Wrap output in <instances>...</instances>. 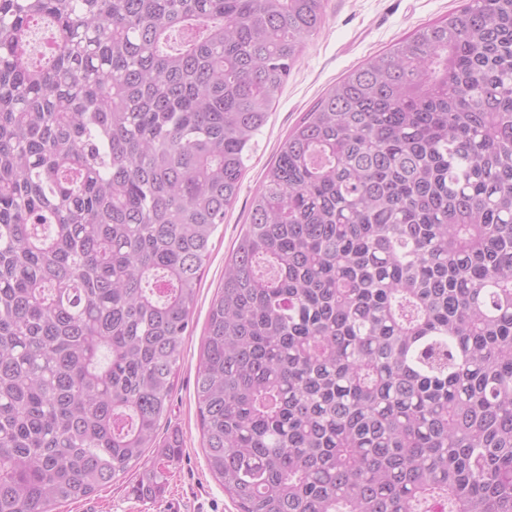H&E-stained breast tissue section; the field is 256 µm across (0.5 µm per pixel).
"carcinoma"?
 Returning a JSON list of instances; mask_svg holds the SVG:
<instances>
[{
  "label": "carcinoma",
  "mask_w": 512,
  "mask_h": 512,
  "mask_svg": "<svg viewBox=\"0 0 512 512\" xmlns=\"http://www.w3.org/2000/svg\"><path fill=\"white\" fill-rule=\"evenodd\" d=\"M324 4L0 0V512L150 448L131 492H163L211 238ZM196 404L237 512H512V0H465L289 132Z\"/></svg>",
  "instance_id": "carcinoma-1"
}]
</instances>
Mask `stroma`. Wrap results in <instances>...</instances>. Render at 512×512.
<instances>
[{
	"mask_svg": "<svg viewBox=\"0 0 512 512\" xmlns=\"http://www.w3.org/2000/svg\"><path fill=\"white\" fill-rule=\"evenodd\" d=\"M462 0H326L325 19L293 68L267 124L255 139L235 204L211 239L169 413L159 438L179 434L182 455L169 467L161 497L137 499L130 492L137 473L111 482L88 498L57 512H237L223 486L207 469L194 396L202 338L211 301L224 284V263L248 222L252 197L291 129L325 91L352 70L385 51L395 40L434 22Z\"/></svg>",
	"mask_w": 512,
	"mask_h": 512,
	"instance_id": "35a3bbf8",
	"label": "stroma"
}]
</instances>
